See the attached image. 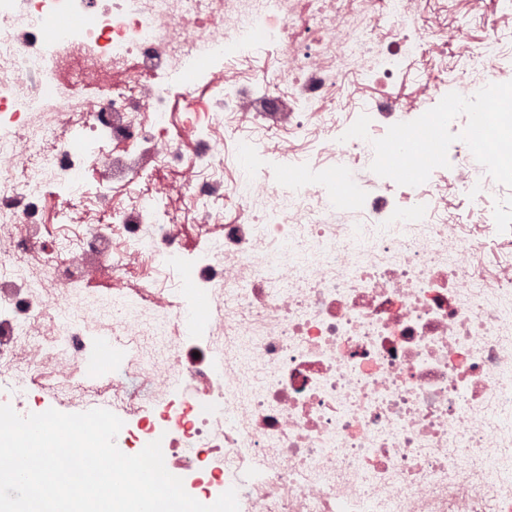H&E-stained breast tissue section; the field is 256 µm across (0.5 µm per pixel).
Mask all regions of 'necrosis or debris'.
Here are the masks:
<instances>
[{
  "mask_svg": "<svg viewBox=\"0 0 512 512\" xmlns=\"http://www.w3.org/2000/svg\"><path fill=\"white\" fill-rule=\"evenodd\" d=\"M511 92L512 0H0V405L239 512H512Z\"/></svg>",
  "mask_w": 512,
  "mask_h": 512,
  "instance_id": "obj_1",
  "label": "necrosis or debris"
}]
</instances>
